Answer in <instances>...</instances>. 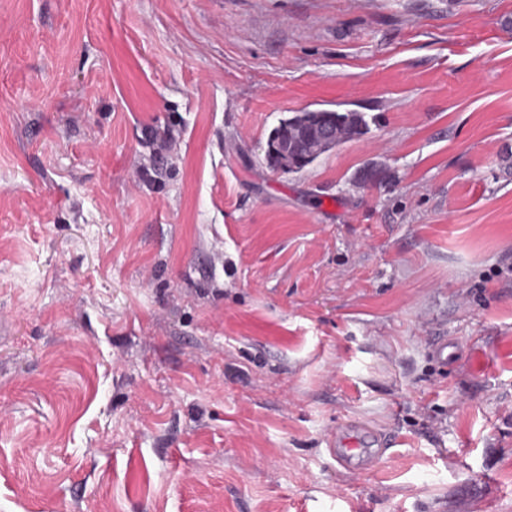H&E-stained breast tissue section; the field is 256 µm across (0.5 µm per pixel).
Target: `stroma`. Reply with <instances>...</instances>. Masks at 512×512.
Here are the masks:
<instances>
[{
    "label": "stroma",
    "instance_id": "stroma-1",
    "mask_svg": "<svg viewBox=\"0 0 512 512\" xmlns=\"http://www.w3.org/2000/svg\"><path fill=\"white\" fill-rule=\"evenodd\" d=\"M0 512H512V0H0ZM322 126L332 131L331 139L323 140L317 135ZM367 130L364 116L359 112L317 109L282 119L270 132L266 145L293 147L294 166L283 173L295 174L337 146L364 135ZM366 432L346 427L342 431L339 440H336V432L329 437L328 453L339 465L354 466L360 470H369L389 449L388 439L377 437L376 445L379 448H360L364 446L359 440ZM336 445L344 448H335Z\"/></svg>",
    "mask_w": 512,
    "mask_h": 512
}]
</instances>
